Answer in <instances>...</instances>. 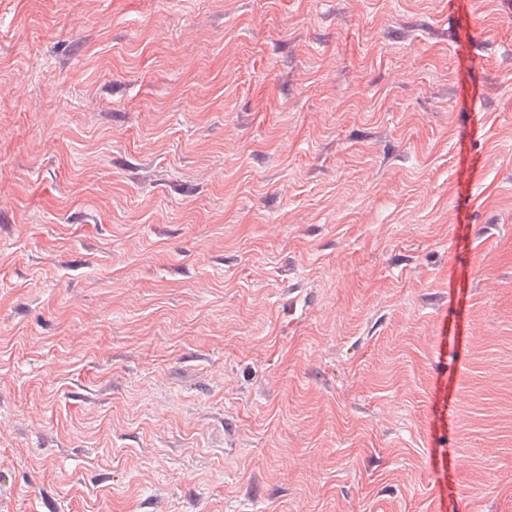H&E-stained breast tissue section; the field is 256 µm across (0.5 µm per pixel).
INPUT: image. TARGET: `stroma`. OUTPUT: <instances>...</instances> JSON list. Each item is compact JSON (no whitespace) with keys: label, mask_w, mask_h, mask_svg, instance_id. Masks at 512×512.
Returning a JSON list of instances; mask_svg holds the SVG:
<instances>
[{"label":"stroma","mask_w":512,"mask_h":512,"mask_svg":"<svg viewBox=\"0 0 512 512\" xmlns=\"http://www.w3.org/2000/svg\"><path fill=\"white\" fill-rule=\"evenodd\" d=\"M0 512H512V0H0Z\"/></svg>","instance_id":"stroma-1"}]
</instances>
